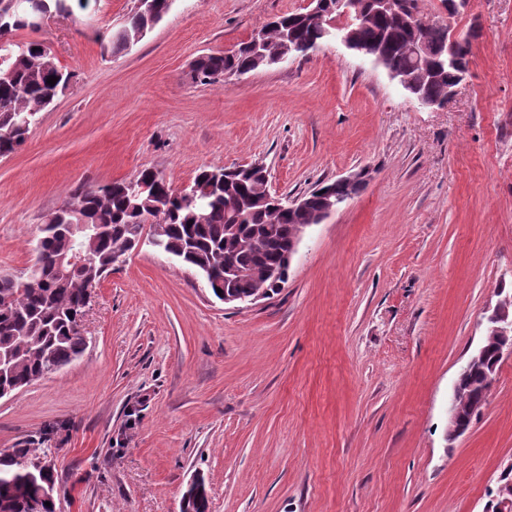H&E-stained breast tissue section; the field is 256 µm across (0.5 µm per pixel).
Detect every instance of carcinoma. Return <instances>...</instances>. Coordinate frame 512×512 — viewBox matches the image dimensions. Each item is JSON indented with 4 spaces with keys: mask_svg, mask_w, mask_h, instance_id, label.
I'll list each match as a JSON object with an SVG mask.
<instances>
[{
    "mask_svg": "<svg viewBox=\"0 0 512 512\" xmlns=\"http://www.w3.org/2000/svg\"><path fill=\"white\" fill-rule=\"evenodd\" d=\"M84 9L88 0H0V157H7L26 141L36 115L49 107L70 85L72 74L55 62L51 50L37 42L13 39L15 32L32 28V20L52 14H73L72 2ZM174 0H135L125 21L110 35L112 50L120 51L142 39L170 11ZM356 27L359 42L386 57L405 82L416 79L408 55L417 37L398 14L374 12ZM336 19V0H326L323 11L284 13L262 26L267 57L257 60L251 45L241 43L230 52L197 59L192 79L217 84L232 74H245L274 64V55L293 36L299 56L303 49L323 41L329 22ZM431 50L429 64L437 78L425 89L433 99L448 97V85L458 69L439 55L448 41V26L436 24L425 32ZM57 77L54 85L47 83ZM264 185L255 171L243 178H224V169L205 167L183 188L173 187L157 171L141 170L134 178L109 185L85 184L63 205L47 215L34 251L44 264L34 270V286L25 287L14 276L0 275V389L20 390L64 366L86 349L79 305L87 287L97 284L115 266L117 251L137 246L133 230L151 220L156 247L178 258L206 277L211 289L249 298L278 291L268 271L288 274L284 252L302 218L288 212L282 199L260 198ZM89 250L93 262L59 273L55 258L77 245ZM248 267L245 280L224 278L230 266ZM491 387L484 383L482 366L473 365L456 388L465 415L477 414L486 404ZM56 477L48 455L25 443L0 452V512H55ZM50 502L51 506L44 505ZM205 483L190 486L182 497L181 512H208Z\"/></svg>",
    "mask_w": 512,
    "mask_h": 512,
    "instance_id": "obj_1",
    "label": "carcinoma"
}]
</instances>
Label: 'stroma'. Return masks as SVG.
Segmentation results:
<instances>
[{
    "label": "stroma",
    "mask_w": 512,
    "mask_h": 512,
    "mask_svg": "<svg viewBox=\"0 0 512 512\" xmlns=\"http://www.w3.org/2000/svg\"><path fill=\"white\" fill-rule=\"evenodd\" d=\"M134 0H95L18 40L50 46L69 90L0 158V274L19 275L46 215L87 183L263 163L293 199L371 178L308 228L277 294L238 308L142 245L91 293L84 354L0 399V450L50 449L57 512H484L512 465V359L448 440L458 372L512 292V0L447 18L476 30L470 77L418 104L332 42L210 86L199 56L310 0H174L138 43L105 49ZM209 502L204 481L188 486L182 497L181 512H208Z\"/></svg>",
    "instance_id": "obj_1"
}]
</instances>
